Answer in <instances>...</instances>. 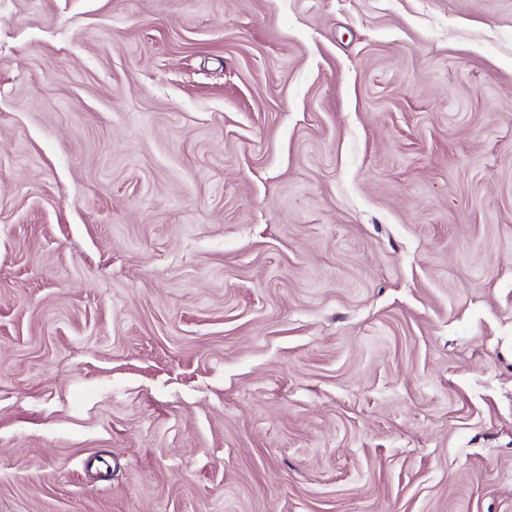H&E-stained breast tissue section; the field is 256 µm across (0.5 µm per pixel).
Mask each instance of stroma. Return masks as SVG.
Listing matches in <instances>:
<instances>
[{
  "instance_id": "1",
  "label": "stroma",
  "mask_w": 512,
  "mask_h": 512,
  "mask_svg": "<svg viewBox=\"0 0 512 512\" xmlns=\"http://www.w3.org/2000/svg\"><path fill=\"white\" fill-rule=\"evenodd\" d=\"M0 512H512V0H0Z\"/></svg>"
}]
</instances>
